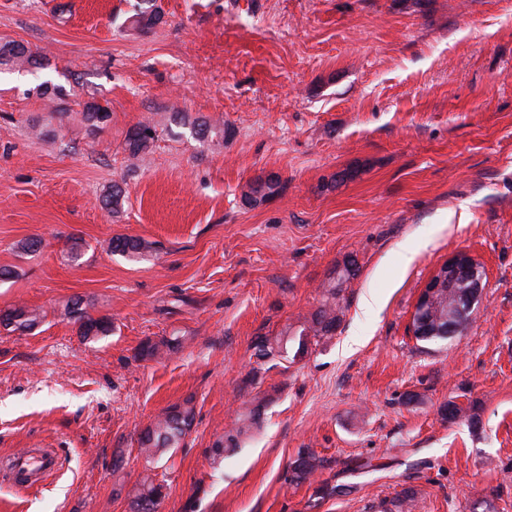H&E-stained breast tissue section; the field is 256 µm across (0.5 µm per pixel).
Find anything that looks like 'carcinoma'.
Masks as SVG:
<instances>
[{
  "instance_id": "obj_1",
  "label": "carcinoma",
  "mask_w": 512,
  "mask_h": 512,
  "mask_svg": "<svg viewBox=\"0 0 512 512\" xmlns=\"http://www.w3.org/2000/svg\"><path fill=\"white\" fill-rule=\"evenodd\" d=\"M44 59L40 50L25 43L14 40L0 43V66H7L13 70L35 68ZM83 120L92 132L100 131L110 120L109 108L101 104L96 98H91L82 109ZM222 132V129L206 118H197L189 123V133L198 141H205L209 137ZM157 134L156 126L149 122H140L131 128L124 140V151L128 154L130 162L143 159L150 151ZM124 200L123 188L115 184L104 196L103 207L119 214ZM149 248V244L140 238L115 237L110 242V250L123 256L134 258ZM64 315L79 323L80 333L88 338L90 336L107 335L112 330L109 319L91 317L82 301H71L64 309ZM430 320V330H439L436 335H421L416 340L429 343H438L450 339L448 332V297H443L432 310L427 312ZM41 322L38 311L20 305L0 313V326L15 332L29 333ZM339 316L336 311V288L325 289L324 299L312 321L299 332V345H307V339L322 338L336 330ZM289 341L288 331L277 336H263L255 346V356L265 360L279 355L286 350ZM260 408H243L237 413L235 427L217 441L212 452L222 456L232 452L240 446L243 439L249 436L260 420ZM194 420V409L189 404L174 405L164 416L153 425L147 427L138 438V448L141 455L148 460L158 458L170 448L178 447L190 430ZM324 466V460L308 448L299 452L291 464V481L299 484L311 480ZM163 497V485L155 482L149 474L145 475L134 490V512H157V507Z\"/></svg>"
}]
</instances>
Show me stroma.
I'll return each mask as SVG.
<instances>
[{
	"label": "stroma",
	"mask_w": 512,
	"mask_h": 512,
	"mask_svg": "<svg viewBox=\"0 0 512 512\" xmlns=\"http://www.w3.org/2000/svg\"><path fill=\"white\" fill-rule=\"evenodd\" d=\"M138 2L0 0V42L46 54L0 70V311L42 314L0 328V463L55 455L30 491L0 471V512H131L147 474L158 512H382L407 488L414 512H512V0H157L145 34L126 23ZM44 82L68 96L39 140ZM90 92L111 112L96 135ZM178 115L224 134L168 136ZM144 120L160 135L133 169ZM271 174L277 194L246 200ZM116 236L151 249L127 260ZM460 250L484 271L480 308L465 334L417 341L419 293ZM351 259L335 332L257 362L258 337L310 321ZM75 299L111 332L80 336ZM185 402L183 444L148 462L140 433ZM245 403L259 427L213 459ZM303 448L325 466L296 485ZM156 134V126L150 122H140L127 132L124 140V151L127 152L132 166L149 153L157 136ZM41 322V315L35 309L20 305L0 313V326L11 332H32Z\"/></svg>",
	"instance_id": "1"
}]
</instances>
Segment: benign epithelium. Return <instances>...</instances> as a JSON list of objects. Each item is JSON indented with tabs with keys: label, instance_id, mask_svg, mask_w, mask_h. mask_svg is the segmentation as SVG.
<instances>
[{
	"label": "benign epithelium",
	"instance_id": "7a95c632",
	"mask_svg": "<svg viewBox=\"0 0 512 512\" xmlns=\"http://www.w3.org/2000/svg\"><path fill=\"white\" fill-rule=\"evenodd\" d=\"M441 288L448 289V295L456 299L452 305L454 314L474 315L482 302L486 283L484 277L478 275L475 259L466 251L456 252L440 266L421 290L412 313L411 328L421 326L428 329L424 313Z\"/></svg>",
	"mask_w": 512,
	"mask_h": 512
}]
</instances>
